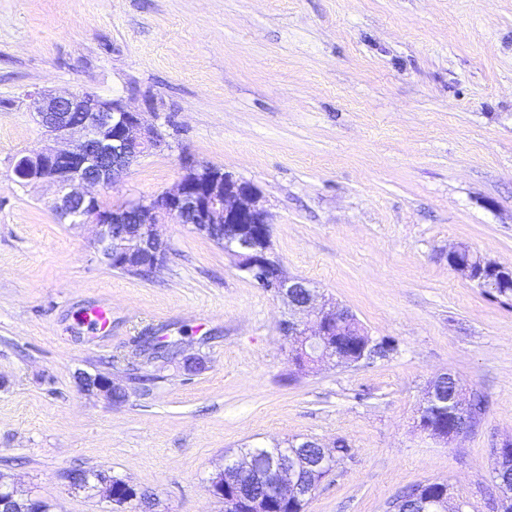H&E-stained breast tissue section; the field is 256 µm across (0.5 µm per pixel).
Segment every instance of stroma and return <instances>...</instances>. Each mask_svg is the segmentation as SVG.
<instances>
[{
	"label": "stroma",
	"instance_id": "obj_1",
	"mask_svg": "<svg viewBox=\"0 0 512 512\" xmlns=\"http://www.w3.org/2000/svg\"><path fill=\"white\" fill-rule=\"evenodd\" d=\"M38 90L122 100L163 134L103 206L171 190L185 154L249 181L287 274L395 352L297 373L284 305L188 224L162 225L150 278L106 265L90 227L59 221L55 184L13 181L45 139ZM459 242L512 265V0H0V475L53 512L113 508L72 469L152 491L155 512H224L209 481L225 455L292 436L349 447L305 512H394L428 482L493 512L512 305L449 269ZM98 304L109 331L82 320ZM150 334L177 355L147 360ZM443 371L486 406L451 448L415 426ZM97 374L126 401L82 391Z\"/></svg>",
	"mask_w": 512,
	"mask_h": 512
}]
</instances>
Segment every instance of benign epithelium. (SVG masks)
I'll return each mask as SVG.
<instances>
[{
  "label": "benign epithelium",
  "mask_w": 512,
  "mask_h": 512,
  "mask_svg": "<svg viewBox=\"0 0 512 512\" xmlns=\"http://www.w3.org/2000/svg\"><path fill=\"white\" fill-rule=\"evenodd\" d=\"M38 123L51 142L22 154L14 164V182L28 185L48 181L59 187L61 196L56 212L71 223L90 222L95 226L93 240L97 253L111 267L132 262L148 265L151 271L164 266L168 245L159 234V225L167 220L184 223L191 215L194 225H224V251L237 259V268L253 284L280 298L288 305L284 331L290 339V356L299 368L317 369L323 364L350 367L369 358L381 339L371 335L357 317L339 302L318 298L309 282L290 277L272 251V214L261 203V191L251 182L235 179L222 169L201 164L189 156L182 158L185 174L176 189L141 206V227L132 237L115 239L112 226L126 222L127 208H99L98 199L82 191L86 185L110 187L146 152L162 146L158 128L142 113L128 108L120 100L108 102L89 93L57 96L36 92L31 95ZM471 249L458 243L448 249V267L479 288H512V267L484 257L473 260ZM364 336L361 355L341 348L343 337ZM451 373L431 379L417 409V426L433 440L444 445L457 442L482 425L483 411H470L466 388L459 384L452 399L443 397L442 382ZM346 447L342 440L321 455L302 462L326 477L336 466V451ZM240 459L224 468V478L211 481V490L223 494L225 509L234 507L237 498L225 488L232 469L244 468ZM270 498L252 501L253 512H283L314 494L316 486L300 480L297 466L289 465L282 455L264 474ZM439 495L431 500L435 512H464L465 502L454 500L446 484H437ZM0 502L12 512H35L36 498L22 497L9 484L0 486Z\"/></svg>",
  "instance_id": "benign-epithelium-1"
}]
</instances>
